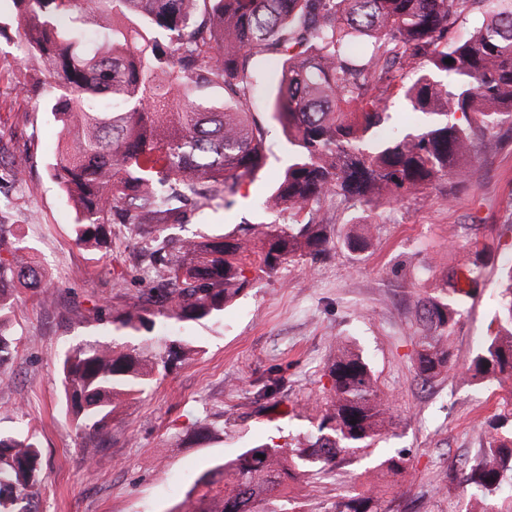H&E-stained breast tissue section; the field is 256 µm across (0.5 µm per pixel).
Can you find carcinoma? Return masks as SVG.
<instances>
[{
    "mask_svg": "<svg viewBox=\"0 0 512 512\" xmlns=\"http://www.w3.org/2000/svg\"><path fill=\"white\" fill-rule=\"evenodd\" d=\"M35 74L14 90L32 99L45 85L58 148L51 176L77 210L74 241L99 250L108 228L124 224L155 247L151 288L112 313L116 336L81 341L60 361L76 433L92 437L132 396L198 354L187 336L156 349V318L189 324L219 318L247 288L284 267L327 251L318 219L335 198L360 212L356 251L369 239L366 218L386 202L417 196L443 179L462 181L479 151L502 144L512 127V0H13ZM484 8L465 39L448 40L458 17ZM452 59L448 64L445 59ZM277 63L275 94L264 98L260 62ZM402 98L414 125L391 128L387 102ZM259 112L288 142L287 168L266 202L286 224H250L243 233L172 244L163 232L216 199L230 209L241 185L266 165ZM0 257V381L16 338V287L47 299L45 276L26 248ZM497 331L468 368L477 382L512 380V265ZM416 376L432 383L452 368L451 332L459 311L448 296L417 300ZM330 387L315 433L285 445L262 443L210 470L178 512H302L288 496L292 472L328 473L364 456L388 433L394 411L368 362L339 344L328 360ZM459 486L475 512L512 480V403L494 415ZM264 458H259V455ZM42 451L34 435L0 431V512H32ZM403 454L379 468L406 469ZM388 489H352L333 512H390Z\"/></svg>",
    "mask_w": 512,
    "mask_h": 512,
    "instance_id": "1",
    "label": "carcinoma"
}]
</instances>
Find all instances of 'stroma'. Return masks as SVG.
I'll return each instance as SVG.
<instances>
[{"label": "stroma", "mask_w": 512, "mask_h": 512, "mask_svg": "<svg viewBox=\"0 0 512 512\" xmlns=\"http://www.w3.org/2000/svg\"><path fill=\"white\" fill-rule=\"evenodd\" d=\"M23 30L12 0H0V158L19 171L0 186V235L18 237L43 268L53 292L43 301L18 293L12 326L20 342L0 384V429L33 433L43 451L38 512H175L207 471L250 446L284 443L312 432L310 419L330 381L325 367L337 342L361 350L397 418L370 455L326 475L290 481L307 512H332L351 487L383 484L380 461L409 460L403 493L391 512H468L469 496L448 483L452 465L472 461L486 441L487 422L512 381L474 384L464 373L503 301L501 271L512 255V140L480 157L465 182L444 180L373 214V237L361 251L337 242L353 222L349 203L326 202L331 252L246 289L219 322L183 328L201 351L134 400L122 419L81 443L65 413L59 361L84 340L110 338L107 315L141 289L144 242L120 224L111 246L89 252L74 243L78 216L50 176L58 129L49 104L54 90L32 100L10 87L30 81L19 68ZM268 159L242 189L240 207L196 212L182 234H218L236 225L287 223L256 207L287 160L280 124L266 123ZM483 261L478 288L462 296L454 330L452 370L430 385L415 376L417 298L443 287L469 254ZM283 379L275 404L255 399Z\"/></svg>", "instance_id": "obj_1"}]
</instances>
